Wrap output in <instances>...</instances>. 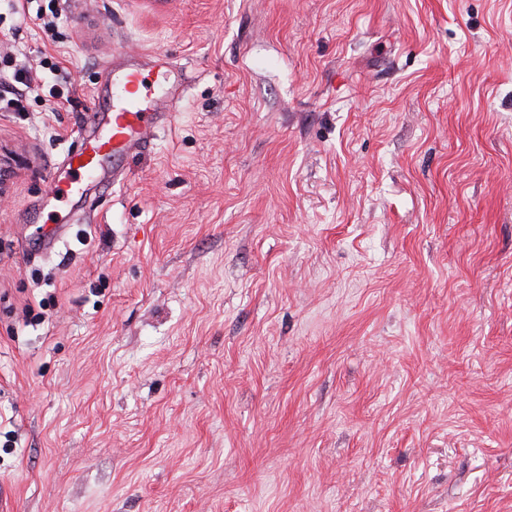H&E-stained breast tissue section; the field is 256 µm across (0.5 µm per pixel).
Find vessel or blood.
I'll use <instances>...</instances> for the list:
<instances>
[{
  "label": "vessel or blood",
  "mask_w": 512,
  "mask_h": 512,
  "mask_svg": "<svg viewBox=\"0 0 512 512\" xmlns=\"http://www.w3.org/2000/svg\"><path fill=\"white\" fill-rule=\"evenodd\" d=\"M113 75L119 86L111 101L100 107L95 117L102 134L90 136L84 147L65 158L69 180L52 182L51 202L62 199L85 200L89 184L111 178L121 184L129 157L147 149L158 132L168 126L180 99V84L174 66L156 68L147 63L113 58Z\"/></svg>",
  "instance_id": "obj_1"
}]
</instances>
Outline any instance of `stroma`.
<instances>
[{
  "label": "stroma",
  "instance_id": "stroma-1",
  "mask_svg": "<svg viewBox=\"0 0 512 512\" xmlns=\"http://www.w3.org/2000/svg\"><path fill=\"white\" fill-rule=\"evenodd\" d=\"M0 0L7 512H512V0ZM183 97L42 207L116 52ZM8 67L13 69L12 77L14 83L5 89L0 90V112H21L20 103L24 96L32 90V83L36 82L32 75L31 66H26L25 62L18 60V55L13 52H7L4 58Z\"/></svg>",
  "mask_w": 512,
  "mask_h": 512
}]
</instances>
